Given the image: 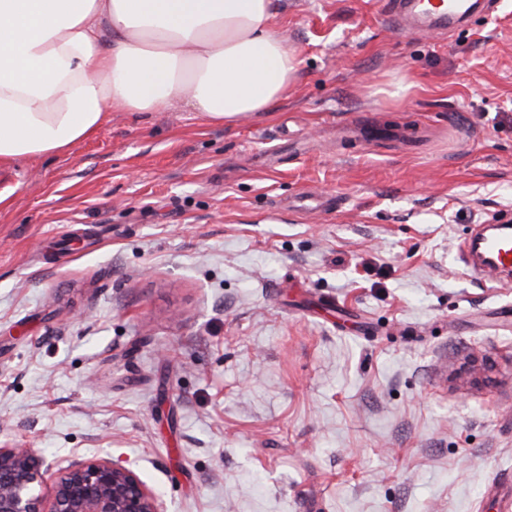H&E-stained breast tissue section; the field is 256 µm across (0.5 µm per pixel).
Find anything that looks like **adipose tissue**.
<instances>
[{
	"label": "adipose tissue",
	"instance_id": "ef3b65f1",
	"mask_svg": "<svg viewBox=\"0 0 512 512\" xmlns=\"http://www.w3.org/2000/svg\"><path fill=\"white\" fill-rule=\"evenodd\" d=\"M276 0H0V164L57 155L109 112L272 111L299 58Z\"/></svg>",
	"mask_w": 512,
	"mask_h": 512
}]
</instances>
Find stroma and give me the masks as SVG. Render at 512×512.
Listing matches in <instances>:
<instances>
[{"label": "stroma", "mask_w": 512, "mask_h": 512, "mask_svg": "<svg viewBox=\"0 0 512 512\" xmlns=\"http://www.w3.org/2000/svg\"><path fill=\"white\" fill-rule=\"evenodd\" d=\"M272 114L112 112L0 166V438L165 512H512V0H281ZM406 93H398V84ZM386 4L389 17L403 29H423L438 35L454 30L471 7L464 0H393ZM482 230L479 231L476 236L473 238L476 239L480 236ZM471 242L470 245V253L472 251L482 263L492 266V267H500L502 269L509 270L512 266V239L510 238H494L492 234L488 233L486 235L482 234V236L478 237L476 240ZM488 253H494L496 255L497 265H493L488 262L486 256Z\"/></svg>", "instance_id": "35a3bbf8"}]
</instances>
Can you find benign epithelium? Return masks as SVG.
I'll list each match as a JSON object with an SVG mask.
<instances>
[{
	"label": "benign epithelium",
	"instance_id": "obj_1",
	"mask_svg": "<svg viewBox=\"0 0 512 512\" xmlns=\"http://www.w3.org/2000/svg\"><path fill=\"white\" fill-rule=\"evenodd\" d=\"M0 512H162L159 496L131 466L109 456L64 469L15 440L0 441Z\"/></svg>",
	"mask_w": 512,
	"mask_h": 512
}]
</instances>
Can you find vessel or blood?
Instances as JSON below:
<instances>
[{
    "instance_id": "b4317fda",
    "label": "vessel or blood",
    "mask_w": 512,
    "mask_h": 512,
    "mask_svg": "<svg viewBox=\"0 0 512 512\" xmlns=\"http://www.w3.org/2000/svg\"><path fill=\"white\" fill-rule=\"evenodd\" d=\"M468 0H389L390 18L399 26L445 34L454 30L468 14ZM471 251L478 258L495 254L498 267H512V239L486 234L472 241Z\"/></svg>"
}]
</instances>
